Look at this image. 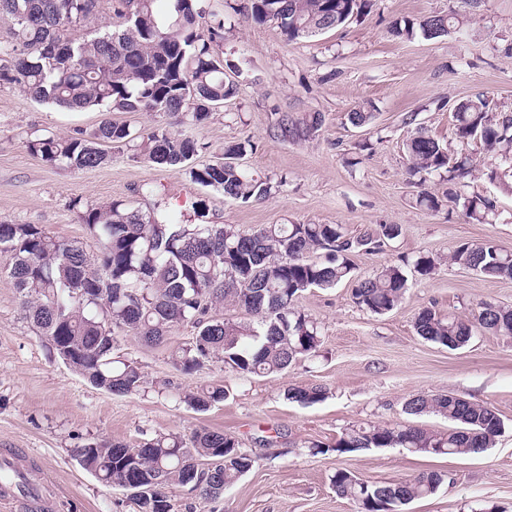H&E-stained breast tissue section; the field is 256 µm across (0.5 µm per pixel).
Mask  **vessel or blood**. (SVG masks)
Returning a JSON list of instances; mask_svg holds the SVG:
<instances>
[{
  "mask_svg": "<svg viewBox=\"0 0 512 512\" xmlns=\"http://www.w3.org/2000/svg\"><path fill=\"white\" fill-rule=\"evenodd\" d=\"M27 459L22 448L0 452V506L14 510L23 504L28 512H55L57 494L43 480L26 477Z\"/></svg>",
  "mask_w": 512,
  "mask_h": 512,
  "instance_id": "b4317fda",
  "label": "vessel or blood"
}]
</instances>
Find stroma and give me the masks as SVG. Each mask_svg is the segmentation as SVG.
<instances>
[{
    "label": "stroma",
    "instance_id": "35a3bbf8",
    "mask_svg": "<svg viewBox=\"0 0 512 512\" xmlns=\"http://www.w3.org/2000/svg\"><path fill=\"white\" fill-rule=\"evenodd\" d=\"M227 11L224 60L240 64L238 96L211 112L200 125L180 130L198 141L195 166L214 163L230 142L252 141L242 165L254 176H285L286 185L248 204L194 183L185 172L132 158L115 149L90 170L52 167L33 156L27 140L45 135L92 132L101 112H70L32 100L19 86H0V222L37 224L55 237L97 244L80 216L87 205L114 200L144 213L155 204L193 219L192 202L204 201L206 221L249 232L263 225L341 224L356 234L376 224H398L402 235L383 252L352 257L359 276L397 263L401 256H432L434 275L410 276L403 303L378 316L356 306L350 284L309 289L297 305L321 326L316 356L299 360L280 375L242 378L222 359L209 358L184 374L171 351L192 330L173 329L161 345L116 331L115 351L135 361L147 384L136 395L116 396L92 386L62 360L24 318L16 290L0 273V451L26 449L60 498L56 512H135L123 490L102 485L82 468L76 448L91 440L136 445L156 434L189 436L207 428L235 435L254 467L217 499L203 502L187 489L172 491L174 512H356L337 496L331 477L344 468L369 481L399 482L423 472L444 474L431 496L405 512H464L485 500L512 512V337L477 333L458 349L422 339L414 329L421 309L468 315L480 301L512 306V279H491L448 263L462 242L492 240L512 252V192L484 179L469 181L466 193L490 196L497 217L469 224L460 207L436 211L415 203L420 189L435 194L445 182L425 186L406 174L404 120L416 115L449 150L472 154L452 122L453 102L483 92L499 109L512 111V0H372L367 15L324 34L288 41L274 23L247 20L235 0ZM457 11L470 15L464 33L427 40L399 39L393 21ZM372 108L364 129L351 126L355 106ZM321 113L324 122L309 140L272 136L279 113ZM230 395L206 411L190 409L180 394L211 385ZM320 386L325 400L302 405L284 396L287 387ZM451 393L492 407L505 429L493 448L479 455L423 456L402 448L359 454H313L311 444H334L341 432L365 423L412 424L448 430V419L411 416L406 399Z\"/></svg>",
    "mask_w": 512,
    "mask_h": 512
}]
</instances>
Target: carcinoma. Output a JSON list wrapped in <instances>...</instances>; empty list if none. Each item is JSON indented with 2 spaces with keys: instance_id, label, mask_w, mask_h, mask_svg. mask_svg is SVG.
Instances as JSON below:
<instances>
[{
  "instance_id": "1",
  "label": "carcinoma",
  "mask_w": 512,
  "mask_h": 512,
  "mask_svg": "<svg viewBox=\"0 0 512 512\" xmlns=\"http://www.w3.org/2000/svg\"><path fill=\"white\" fill-rule=\"evenodd\" d=\"M369 0H250L247 18L274 22L293 41L345 26L367 12ZM225 11L210 0H0V84L20 86L30 98L70 111L159 112L199 125L219 104L238 96L239 65L224 64ZM471 18L450 11L406 19L390 27L392 36L434 39L469 26ZM457 138L476 140L482 153L499 163L480 164L454 155L416 122L404 144L407 174L424 185L433 175L448 184L444 198L422 190L416 203L438 210L443 201L461 206L467 223L490 224L492 199L459 188L484 177L512 190V113L498 109L484 93L452 108ZM318 112L286 114L273 136L306 140L322 126ZM133 149L138 159L189 172L193 182L243 203L268 197L281 182L251 176L238 159L248 142L224 146V160L190 166L198 142L168 126L134 132L102 122L93 132L62 139L36 137L28 150L54 167L89 170L104 164L102 144ZM98 244L87 253L77 241H63L35 224L0 222V258L19 293L25 317L49 342L53 353L93 386L118 396L135 395L146 384L139 365L114 355L113 330L125 328L159 345L175 327L196 329L191 341L173 349L185 374L220 355L242 377L280 374L302 357L317 353V322L296 307L310 288H333L354 281L353 302L383 315L396 308L408 288L404 270L421 276L436 263L425 254L387 265L354 279L351 256L380 252L402 233L399 224H378L352 236L341 224H270L241 233L221 224H185L182 214H144L121 201L90 206L81 215ZM448 262L489 278L512 279V259L491 240L463 242ZM229 303L247 323L212 314ZM415 329L423 339L450 349L465 346L480 329L512 336V307L482 301L466 317L422 309ZM320 386H292L288 400L313 404L325 398ZM227 398L222 385L183 396L202 411ZM410 415L433 413L453 426L431 432L411 425L352 426L332 447L313 445L317 454H352L370 448L402 447L429 455L477 454L493 446L504 428L489 406L452 394L418 395L405 403ZM79 464L110 487L129 492L137 512H173L171 489L183 487L203 501L221 496L255 463L231 434L206 428L190 437L159 434L137 446L93 440L76 449ZM336 494L352 500L357 512H403L410 502L437 492L444 476L420 473L397 483L368 481L346 469L333 474Z\"/></svg>"
}]
</instances>
